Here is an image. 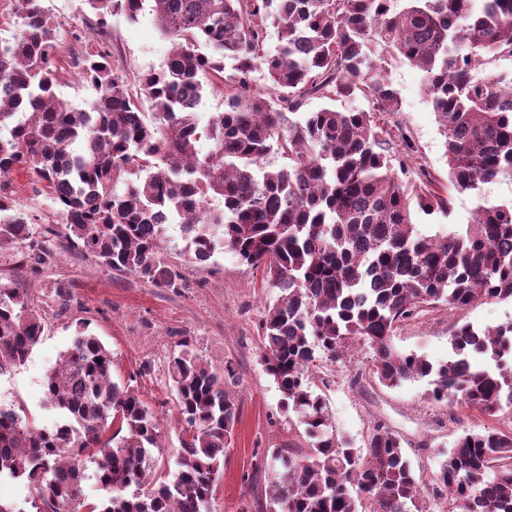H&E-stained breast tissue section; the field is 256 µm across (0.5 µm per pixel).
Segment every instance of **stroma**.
Segmentation results:
<instances>
[{"label": "stroma", "mask_w": 512, "mask_h": 512, "mask_svg": "<svg viewBox=\"0 0 512 512\" xmlns=\"http://www.w3.org/2000/svg\"><path fill=\"white\" fill-rule=\"evenodd\" d=\"M43 6L58 24L56 93L73 105L89 107L98 96L80 66L87 53L108 50L115 72L131 85L165 62L170 43L162 38L151 8H143L134 21L115 13L101 27L85 0H43ZM385 75L399 100V110L390 119L415 144L413 167L425 168L439 187H448L444 138L422 90L421 71L392 58ZM12 199L31 217L34 233L57 223L48 195L29 173L15 174ZM475 206L471 196L453 194L450 214L416 213L417 228L425 236L464 231ZM184 248L179 225H166L162 253L186 279L185 287L174 290L150 287L77 250L58 249L53 262L38 265L28 259L27 243L0 249V278L27 289L44 319L42 339L27 361L0 376V404L23 405L36 425H52L56 415L43 406V380L70 346L78 323L87 322L112 353L113 381L134 386L161 418L162 450L156 463L168 468L180 448L182 426L168 386L166 361L176 342L189 340L193 351L215 368H233L234 378L226 388L239 406L210 512H266V478L254 469L257 453L306 445L302 426L281 412L280 393L261 364L259 323L280 292L268 287L262 271L241 264L232 253H215L200 264L188 262ZM59 282L74 292L68 304L50 296ZM462 320L479 327L510 322L512 301L478 302L462 312L437 305L398 328L392 342L400 352L444 361L449 357L450 331ZM146 363L151 366L147 373L142 370ZM373 367L374 353L366 346L353 348L340 360L318 359L315 375L324 382L321 393L332 424L357 448L365 447L375 425H382L400 437L417 479L430 483L457 436L489 422L478 413L432 403L425 382L386 387Z\"/></svg>", "instance_id": "stroma-1"}]
</instances>
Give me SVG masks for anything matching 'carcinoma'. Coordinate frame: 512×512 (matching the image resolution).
I'll use <instances>...</instances> for the list:
<instances>
[{"mask_svg":"<svg viewBox=\"0 0 512 512\" xmlns=\"http://www.w3.org/2000/svg\"><path fill=\"white\" fill-rule=\"evenodd\" d=\"M86 2L102 26L114 11L136 19L144 0ZM151 2L171 43L164 66L141 75L136 93L108 54L88 55L82 70L98 97L86 109L55 106L56 26L42 0H13L22 32L0 39V248L27 240L46 264L54 239L152 288H180L161 247L175 217L188 259L225 250L262 269L281 296L259 324L261 363L307 443L255 466L269 471V512H358L362 501L372 512H423L420 501L444 498L442 512H512V432L487 425L462 434L423 488L392 432L375 427L364 448L337 435L312 373L315 352L334 360L366 345L387 387L425 379L435 403L488 419L512 409V322L457 324L451 355L437 364L392 344L402 322L439 303L463 312L479 300L512 299V201L483 194L485 184L512 177V78L485 73L512 57V0H402L399 10L394 0ZM271 28L274 52L265 49ZM388 55L422 71L450 183L477 200L463 233L417 229L412 205L448 214L451 196L399 177L414 146L402 128L377 119L398 107L384 75ZM226 60L235 74L202 156L197 108ZM258 67L271 82L268 96L249 93ZM357 95L372 111L336 108ZM312 96L326 104L301 111ZM272 153L287 163L271 166ZM20 170L45 183L58 206L59 223L38 241L5 182ZM215 198L222 207L211 206ZM43 330L26 289L0 282V375L26 362ZM167 376L187 434L175 469L163 473L154 457L159 418L135 388L112 381L111 351L79 325L44 381L54 426L0 408V478L25 481L35 512H69L90 466L107 497L87 512H209L239 417L225 389L233 373L200 359L185 338Z\"/></svg>","mask_w":512,"mask_h":512,"instance_id":"cac0c4a2","label":"carcinoma"}]
</instances>
